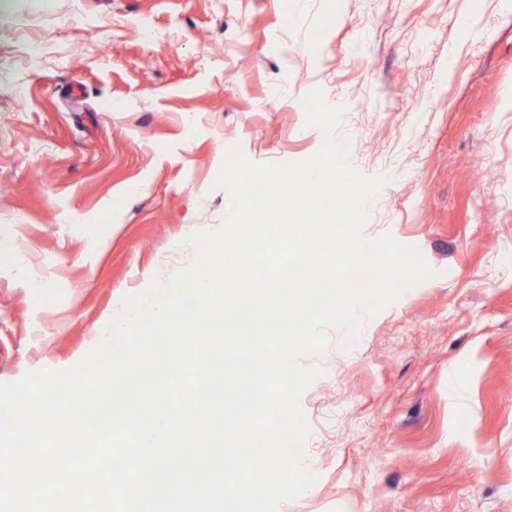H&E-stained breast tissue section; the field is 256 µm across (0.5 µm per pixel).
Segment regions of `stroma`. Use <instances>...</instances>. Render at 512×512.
Returning a JSON list of instances; mask_svg holds the SVG:
<instances>
[{"label": "stroma", "instance_id": "obj_1", "mask_svg": "<svg viewBox=\"0 0 512 512\" xmlns=\"http://www.w3.org/2000/svg\"><path fill=\"white\" fill-rule=\"evenodd\" d=\"M315 88L387 179L365 235L433 276L315 357L318 480L279 512H512V0H0V382L189 263L230 147L316 153Z\"/></svg>", "mask_w": 512, "mask_h": 512}]
</instances>
